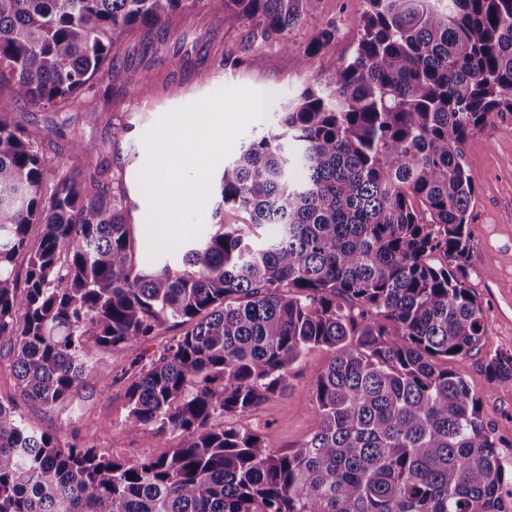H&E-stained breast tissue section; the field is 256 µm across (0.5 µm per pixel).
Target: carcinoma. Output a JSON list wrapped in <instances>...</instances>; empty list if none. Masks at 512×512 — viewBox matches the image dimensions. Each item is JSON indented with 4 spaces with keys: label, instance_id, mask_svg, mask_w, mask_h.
Listing matches in <instances>:
<instances>
[{
    "label": "carcinoma",
    "instance_id": "carcinoma-1",
    "mask_svg": "<svg viewBox=\"0 0 512 512\" xmlns=\"http://www.w3.org/2000/svg\"><path fill=\"white\" fill-rule=\"evenodd\" d=\"M321 0H224V22L289 48ZM201 0H0V95L34 112L153 92L114 45L176 31ZM353 56L325 90L283 105L280 129L224 164L245 212L190 240L181 265L138 261L122 180L49 166L0 104V339L19 398L70 401L94 359L182 332L131 377L125 429L178 433L116 459L30 431L0 402V512H512L499 443L448 359L485 332L465 286L474 188L462 146L512 112V0H368ZM311 38L302 66L335 38ZM41 228L35 243L31 225ZM276 226L256 239V229ZM26 265L24 286L17 263ZM317 430L287 451L229 426L288 387L305 352ZM487 371L512 383V356Z\"/></svg>",
    "mask_w": 512,
    "mask_h": 512
}]
</instances>
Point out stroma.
<instances>
[{
    "label": "stroma",
    "instance_id": "stroma-1",
    "mask_svg": "<svg viewBox=\"0 0 512 512\" xmlns=\"http://www.w3.org/2000/svg\"><path fill=\"white\" fill-rule=\"evenodd\" d=\"M367 8V0H321L316 15L289 32L290 48L285 51L275 39L251 42L250 24L226 23L222 0H209L208 5L190 13L179 30L156 39L150 50H143L138 36L123 41L120 52L127 66L152 79L151 97L116 91L95 125L85 122L86 105L82 102L67 112H33L16 105L11 113L37 142L49 165L83 167L84 159L71 149L74 140L99 144L113 172L123 176L138 258L155 265L173 264L180 260L181 248L156 256L150 252V204L139 181L147 159L144 134L174 109L226 88H244L269 96L270 101L264 117L249 124L236 139V146H243L271 130L279 103L307 88L322 89V74L350 59L359 37L358 22ZM327 23L335 24V39L311 66L301 67L311 37ZM224 55L241 57L243 63L235 69L223 68L219 60ZM462 150L471 164L475 190L467 224L473 250L466 285L485 310V334L469 355L449 360L448 368L463 378L477 398L480 414L499 442L503 468L511 472L512 387L493 380L486 365L493 357L512 355V113L488 116ZM169 341V336H157L137 352L117 348L100 356L91 385L73 399L82 409L79 422H70L68 407L47 412L23 403L19 412L24 422L33 430L57 435L76 428L80 438L124 460L168 453L178 442L176 435L163 436L148 428L128 432L122 424L128 412L126 390L135 370L134 360L149 361ZM330 359L324 348L309 349L292 367L287 389L271 395L251 413L227 418V425L258 431L279 450L296 446L318 427L309 384Z\"/></svg>",
    "mask_w": 512,
    "mask_h": 512
}]
</instances>
